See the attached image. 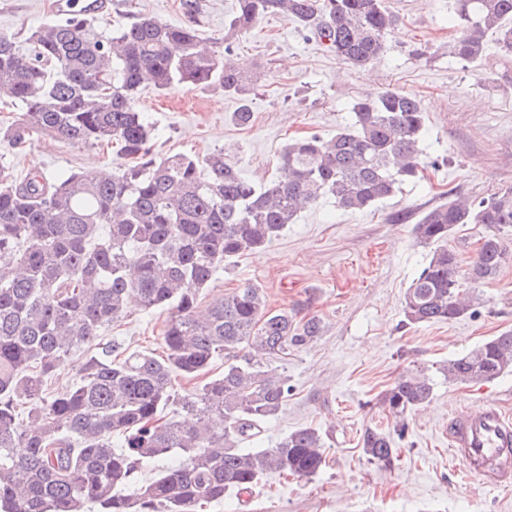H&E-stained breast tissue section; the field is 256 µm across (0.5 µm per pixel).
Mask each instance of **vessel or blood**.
Returning <instances> with one entry per match:
<instances>
[{
	"label": "vessel or blood",
	"instance_id": "vessel-or-blood-1",
	"mask_svg": "<svg viewBox=\"0 0 512 512\" xmlns=\"http://www.w3.org/2000/svg\"><path fill=\"white\" fill-rule=\"evenodd\" d=\"M448 452L463 476L511 486L512 418L494 404L456 412L448 420Z\"/></svg>",
	"mask_w": 512,
	"mask_h": 512
}]
</instances>
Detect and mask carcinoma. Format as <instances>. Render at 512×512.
Segmentation results:
<instances>
[{"label":"carcinoma","instance_id":"carcinoma-1","mask_svg":"<svg viewBox=\"0 0 512 512\" xmlns=\"http://www.w3.org/2000/svg\"><path fill=\"white\" fill-rule=\"evenodd\" d=\"M271 14L354 69L386 51L399 20L385 0H236L222 51L191 26L143 12L113 25L87 7L32 30L26 54L0 34V111L19 112L0 127V140L114 144L126 160L105 178L34 171L19 179L0 162V512H196L229 490L251 491L269 473L310 478L325 466L327 443L312 427L261 447L291 388L259 358L313 342L321 318L273 310L253 284L203 309L200 297L224 262L267 246L320 200L364 211L423 178L430 161L420 148L421 102L396 91L354 100L350 122L331 138L290 140L279 175L260 187L222 150L202 159L156 156L155 128L137 105L146 81L162 92L219 87L239 101L234 122L249 125L252 80L226 56L236 37ZM455 27V59H482L490 35L498 61L512 63V0H457ZM464 224L483 233L463 270L448 236ZM510 229L512 185L427 211L412 232L434 251L404 295L406 322L453 321L481 303L477 288L512 261ZM132 307L170 311L165 354L125 356L106 343L84 359L75 382L44 396L66 359ZM220 352L224 371L213 374ZM507 371L512 330L441 368L455 383ZM178 376L195 381L181 396L172 386ZM433 390L424 370L408 369L382 392L396 434L363 431L369 462L393 466L396 438ZM169 407L175 413L165 414ZM169 456L177 461L128 492L135 473Z\"/></svg>","mask_w":512,"mask_h":512}]
</instances>
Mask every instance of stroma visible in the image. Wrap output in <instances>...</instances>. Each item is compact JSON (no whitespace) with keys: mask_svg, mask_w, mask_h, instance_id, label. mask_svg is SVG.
Segmentation results:
<instances>
[{"mask_svg":"<svg viewBox=\"0 0 512 512\" xmlns=\"http://www.w3.org/2000/svg\"><path fill=\"white\" fill-rule=\"evenodd\" d=\"M400 18L386 53L355 71L295 24L268 15L243 33L232 58L257 81L253 121L241 127L239 102L222 89L144 86L138 107L157 135V154L205 157L223 150L246 178L262 185L276 174L279 154L296 135L329 138L349 118L352 100L396 89L421 101L422 150L437 166L423 182H408L366 211L342 212L330 204L306 209L265 248L233 258L218 271L202 303L243 283L263 287L273 309L318 315L321 336L309 346L271 355L265 362L287 375L288 400L266 427V441L294 429L317 428L327 441V463L310 478L270 474L243 496L229 491L201 512H512V487L491 489L462 481L448 454V418L487 403L512 415V372L485 383L437 381L429 406L408 418L399 456L388 469L368 462L358 441L369 426L393 428L377 406L378 394L406 369L435 371L484 339L512 330V263L481 286L475 315L450 322L406 324L404 294L430 257L417 244L415 220L449 196L478 199L512 184V64H463L450 57L455 0H386ZM113 22L143 10L174 27H194L221 41L235 0H201L191 16L179 0H108ZM57 0H0V33L24 41L50 20ZM0 158L15 175L87 171L96 162L112 172V146L89 147L32 137L13 147L0 142ZM410 214L398 221V212ZM163 310L132 308L99 332L123 350L162 353Z\"/></svg>","mask_w":512,"mask_h":512,"instance_id":"obj_1","label":"stroma"}]
</instances>
